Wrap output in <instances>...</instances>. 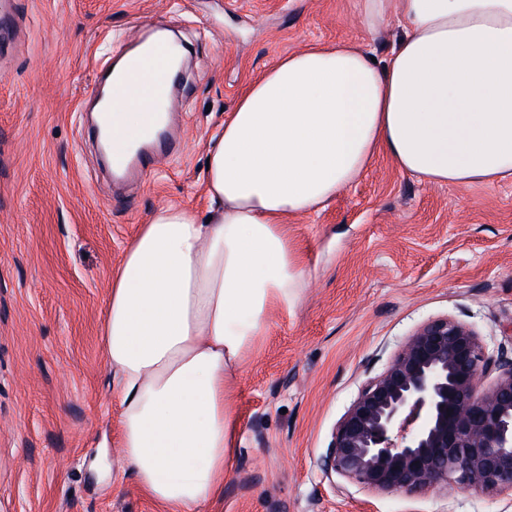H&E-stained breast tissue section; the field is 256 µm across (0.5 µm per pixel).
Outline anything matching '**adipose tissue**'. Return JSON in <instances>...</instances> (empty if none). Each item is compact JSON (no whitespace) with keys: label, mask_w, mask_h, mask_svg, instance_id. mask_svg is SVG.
<instances>
[{"label":"adipose tissue","mask_w":512,"mask_h":512,"mask_svg":"<svg viewBox=\"0 0 512 512\" xmlns=\"http://www.w3.org/2000/svg\"><path fill=\"white\" fill-rule=\"evenodd\" d=\"M360 5L370 34L401 28L390 53L341 40L281 56L207 156V219L160 210L112 272L100 338L123 468L159 512H208L224 495L236 369L306 279L290 217L324 208L382 152L431 183L512 178V0ZM147 116L138 93L114 104L113 143Z\"/></svg>","instance_id":"1"}]
</instances>
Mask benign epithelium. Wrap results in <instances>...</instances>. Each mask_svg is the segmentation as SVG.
I'll use <instances>...</instances> for the list:
<instances>
[{
	"mask_svg": "<svg viewBox=\"0 0 512 512\" xmlns=\"http://www.w3.org/2000/svg\"><path fill=\"white\" fill-rule=\"evenodd\" d=\"M322 469L374 493H512V355L454 318L421 323L361 384Z\"/></svg>",
	"mask_w": 512,
	"mask_h": 512,
	"instance_id": "obj_1",
	"label": "benign epithelium"
}]
</instances>
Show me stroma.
Instances as JSON below:
<instances>
[{
    "label": "stroma",
    "mask_w": 512,
    "mask_h": 512,
    "mask_svg": "<svg viewBox=\"0 0 512 512\" xmlns=\"http://www.w3.org/2000/svg\"><path fill=\"white\" fill-rule=\"evenodd\" d=\"M14 3L0 48V512H156L120 471L99 339L112 271L160 208H207L205 157L245 84L313 44L385 57L401 31L371 36L356 0ZM136 18L185 51L181 148L116 195L81 111ZM288 231L302 300L236 370L234 463L211 512H512L507 493L378 494L321 468L362 382L421 323L450 316L490 355L512 350V179L429 184L381 155Z\"/></svg>",
    "instance_id": "obj_1"
}]
</instances>
